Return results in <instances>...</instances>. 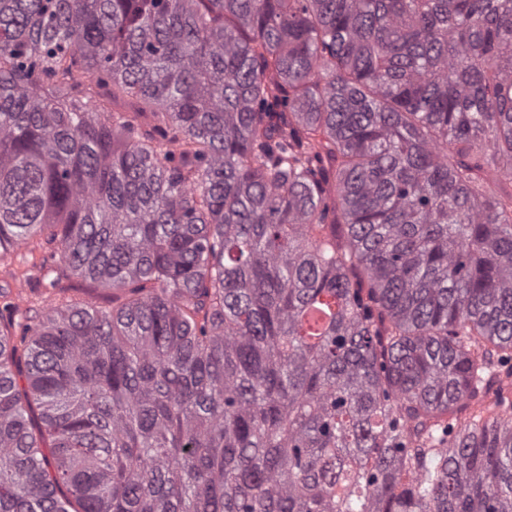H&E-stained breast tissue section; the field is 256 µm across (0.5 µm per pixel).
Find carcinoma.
<instances>
[{"instance_id":"carcinoma-1","label":"carcinoma","mask_w":512,"mask_h":512,"mask_svg":"<svg viewBox=\"0 0 512 512\" xmlns=\"http://www.w3.org/2000/svg\"><path fill=\"white\" fill-rule=\"evenodd\" d=\"M492 182L512 0H0V512H512ZM24 261V256L19 254L14 257L12 265L0 268V286L11 289L7 301L10 303V306L17 305L19 311L15 319L21 323L25 322L23 316L27 308L44 309L55 302V296L51 293L52 291L46 289L50 288L45 284L46 282L35 280L15 281L13 279L10 272H13Z\"/></svg>"}]
</instances>
